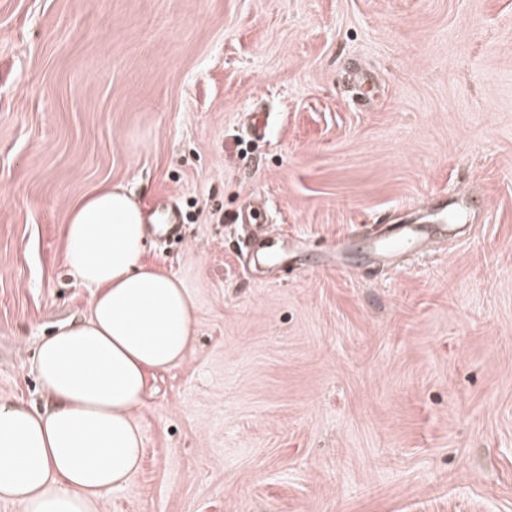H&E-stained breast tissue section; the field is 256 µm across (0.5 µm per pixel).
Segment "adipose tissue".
<instances>
[{"instance_id":"ef3b65f1","label":"adipose tissue","mask_w":512,"mask_h":512,"mask_svg":"<svg viewBox=\"0 0 512 512\" xmlns=\"http://www.w3.org/2000/svg\"><path fill=\"white\" fill-rule=\"evenodd\" d=\"M147 220L120 185L71 211L66 258L94 290L89 313L39 347L45 409L0 402V500L23 512H103L107 494L140 465L136 412L149 376L187 355L195 302L176 277L142 262Z\"/></svg>"}]
</instances>
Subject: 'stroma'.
<instances>
[{"label":"stroma","mask_w":512,"mask_h":512,"mask_svg":"<svg viewBox=\"0 0 512 512\" xmlns=\"http://www.w3.org/2000/svg\"><path fill=\"white\" fill-rule=\"evenodd\" d=\"M104 184L181 209L142 259L197 317L107 512H512V0H0L1 402L47 401ZM438 193L459 234L373 263ZM256 195L288 264L246 258Z\"/></svg>","instance_id":"1"}]
</instances>
